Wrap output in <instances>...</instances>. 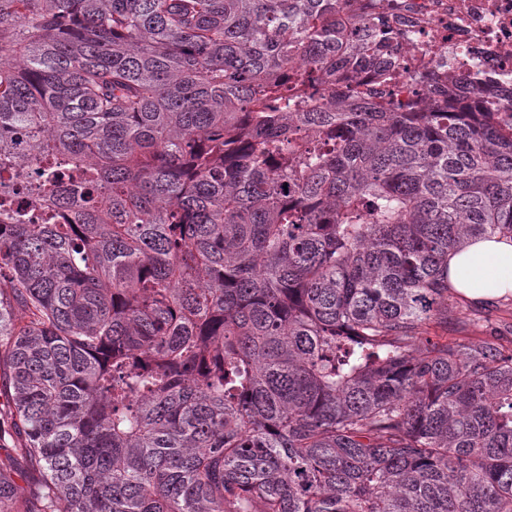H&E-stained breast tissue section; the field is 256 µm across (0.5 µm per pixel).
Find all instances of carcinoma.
<instances>
[{
  "mask_svg": "<svg viewBox=\"0 0 512 512\" xmlns=\"http://www.w3.org/2000/svg\"><path fill=\"white\" fill-rule=\"evenodd\" d=\"M389 48L342 0H0V512H512V341L423 335L512 238V114L353 95ZM494 259L502 272L499 280L489 281L485 261ZM510 272V279L507 274ZM448 285L474 302L512 294V240L493 236L482 238L448 257Z\"/></svg>",
  "mask_w": 512,
  "mask_h": 512,
  "instance_id": "1",
  "label": "carcinoma"
}]
</instances>
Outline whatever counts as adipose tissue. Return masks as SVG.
<instances>
[{
    "instance_id": "obj_1",
    "label": "adipose tissue",
    "mask_w": 512,
    "mask_h": 512,
    "mask_svg": "<svg viewBox=\"0 0 512 512\" xmlns=\"http://www.w3.org/2000/svg\"><path fill=\"white\" fill-rule=\"evenodd\" d=\"M448 283L479 302L512 294V239L482 238L448 258Z\"/></svg>"
}]
</instances>
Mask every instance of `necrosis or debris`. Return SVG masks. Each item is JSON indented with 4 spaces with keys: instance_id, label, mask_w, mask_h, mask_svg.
Returning <instances> with one entry per match:
<instances>
[{
    "instance_id": "obj_1",
    "label": "necrosis or debris",
    "mask_w": 512,
    "mask_h": 512,
    "mask_svg": "<svg viewBox=\"0 0 512 512\" xmlns=\"http://www.w3.org/2000/svg\"><path fill=\"white\" fill-rule=\"evenodd\" d=\"M392 40L388 77L354 81L377 103L423 106L427 80L467 72L495 81L485 108H512V0H359Z\"/></svg>"
}]
</instances>
